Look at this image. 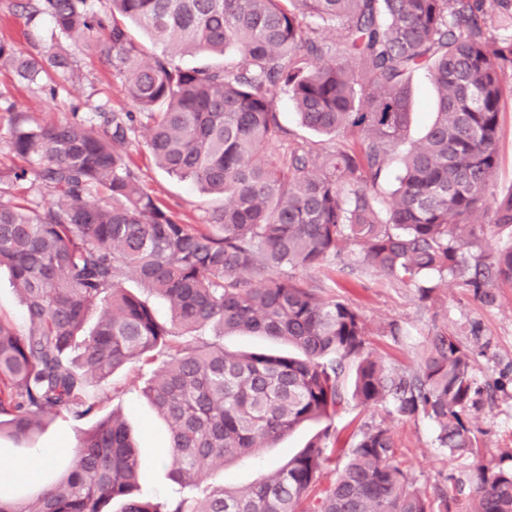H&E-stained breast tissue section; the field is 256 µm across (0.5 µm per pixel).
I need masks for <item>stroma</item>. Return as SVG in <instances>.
I'll return each mask as SVG.
<instances>
[{"mask_svg":"<svg viewBox=\"0 0 512 512\" xmlns=\"http://www.w3.org/2000/svg\"><path fill=\"white\" fill-rule=\"evenodd\" d=\"M16 2L0 0V38L12 41L23 54L45 53L53 44L50 20L30 15ZM71 54L75 59L74 72H57L33 83L19 78L10 67L0 65V175L28 165L6 141L12 114H23L43 125L79 117L98 126L103 114L136 111V104L127 96L121 80L113 76L105 57L76 48ZM411 95L414 117L407 139L415 142L433 118L435 89L425 72L414 75ZM147 136L145 128H138L128 153V163L143 187L183 223H204L219 206V199L158 168L147 147ZM300 277L320 295L358 308L369 326L370 350L393 370H416L429 336L439 330L453 334L473 351L475 376L491 389L490 398L470 417V427L479 445L478 457L453 456L440 448L434 426L427 419L398 418L388 415L384 407H363L352 399L336 416L331 438L337 462H341L359 429L388 427L395 456L414 488L429 494L434 487L444 486L453 512H469L477 464L495 466L502 452L512 448V285H496L497 301L489 305L457 283L437 284L429 299L424 300L418 289L403 287L362 266L345 268L336 260L301 272ZM391 323L401 327L400 340L386 335L385 329ZM157 366V361L142 359L119 369L107 382L95 385L99 400L96 416L81 421L58 416L46 421L36 438V447L71 446L76 435L95 425L97 418L118 415L138 447L139 493L164 502L176 489L163 466L169 434L166 424L143 395ZM318 430V425H303L274 447L262 449L257 460L227 463L223 469L212 472L206 482L236 490L248 488L260 474L281 466Z\"/></svg>","mask_w":512,"mask_h":512,"instance_id":"35a3bbf8","label":"stroma"}]
</instances>
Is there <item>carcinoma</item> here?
<instances>
[{"instance_id": "cac0c4a2", "label": "carcinoma", "mask_w": 512, "mask_h": 512, "mask_svg": "<svg viewBox=\"0 0 512 512\" xmlns=\"http://www.w3.org/2000/svg\"><path fill=\"white\" fill-rule=\"evenodd\" d=\"M52 36L97 52L139 106L156 164L218 195L205 224H185L141 186L126 161L134 117L114 112L98 131L84 120L53 126L11 119L12 150L57 192L49 206L14 202L0 186V268L21 295L28 328L0 318V433L32 441L43 419L93 414L90 387L147 354L165 356L144 387L169 428L164 461L177 485L160 505L134 494L139 452L123 421L81 432L65 472L18 507L0 512H448V492L412 488L395 462L389 428L369 427L334 483L330 425L352 398L422 416L439 447L475 455L469 415L482 390L472 356L437 331L414 373L386 369L368 350L359 310L288 275L340 257L414 287L459 281L485 303L512 284V190H491L498 167L504 83L512 69V0H35ZM135 23L161 52L137 40ZM339 29V48L327 32ZM207 55L183 67L175 58ZM0 65L35 81L72 68L70 56L24 55L0 40ZM429 73L435 118L406 142L411 76ZM292 101L301 124L333 138L321 154L289 144L275 110ZM400 157L393 191H377ZM131 273L168 306L170 320L126 291ZM93 328H87L90 317ZM214 328L292 345L297 354H235L217 342L173 345ZM323 428L282 466L243 491L201 488L228 462L251 458L295 428ZM473 512H512V466L478 468Z\"/></svg>"}]
</instances>
